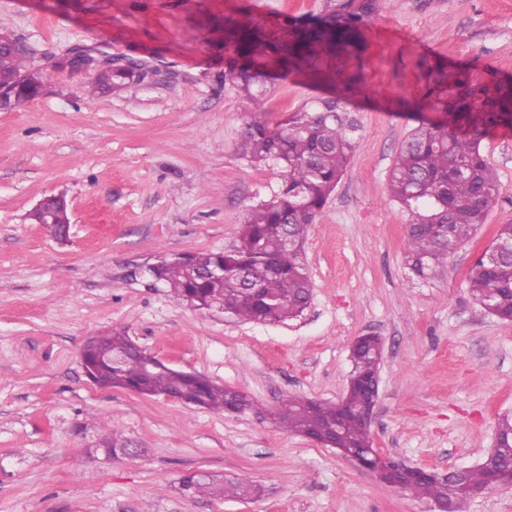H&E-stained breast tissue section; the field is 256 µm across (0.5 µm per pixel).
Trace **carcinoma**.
<instances>
[{
    "mask_svg": "<svg viewBox=\"0 0 512 512\" xmlns=\"http://www.w3.org/2000/svg\"><path fill=\"white\" fill-rule=\"evenodd\" d=\"M368 15L349 12L299 24L283 20L266 28L224 19V47L232 56L224 69L230 83L246 100L256 101L266 83L279 71L310 74L315 80L336 85L348 63L365 50L364 28ZM428 72L423 103L444 119L426 122L401 144L390 168L387 192L412 214L407 232L405 259L410 269L424 277L447 263L448 255L471 239L485 223L488 208L499 194V181L481 150L483 134L500 125H512V80L495 76L475 79L463 70L419 61ZM347 74V73H345ZM49 74L22 54L0 51V89L25 84L42 86ZM132 75L124 69L103 73L92 81V90L115 91ZM359 88L353 71L338 90L318 97L271 126L260 120L248 124L239 145L242 155L255 163L273 162L287 177L274 198L255 206L242 225L240 245L230 252H186L165 259L159 280L178 299L197 309L212 302L224 305V313L241 320L283 322L304 311L312 285L303 258L308 228L343 178L350 157L359 148L356 125L346 117V100ZM40 224L56 239L68 233V213ZM218 269L212 280L204 273ZM469 294L483 308L494 307L499 319L512 322V258L496 267L479 260L468 272ZM255 288H282V298L269 300ZM136 343L120 332L94 336L81 349V363L98 386L122 388L148 396L175 394L186 405L219 413L238 412L250 405L243 393L219 385L207 377L175 370L164 363L150 371L135 353ZM384 348L370 345L354 361L359 375L378 373ZM280 427L309 435L318 427L326 432L336 425L341 410L335 403H305L287 395L275 412ZM343 431L353 448L372 446L370 426L354 415L343 420ZM497 433L506 447L492 448L481 464L468 470L453 495L464 501L473 492L489 489L488 464L506 469L512 464V415L498 419ZM388 488L399 487L432 501L448 496V486L436 480L421 482L399 475L381 480ZM224 496L253 494L249 477L224 479Z\"/></svg>",
    "mask_w": 512,
    "mask_h": 512,
    "instance_id": "1",
    "label": "carcinoma"
}]
</instances>
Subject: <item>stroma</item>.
Segmentation results:
<instances>
[{
	"mask_svg": "<svg viewBox=\"0 0 512 512\" xmlns=\"http://www.w3.org/2000/svg\"><path fill=\"white\" fill-rule=\"evenodd\" d=\"M364 0H0V33L52 74L45 92L0 112V512H429L338 450L281 430L287 395L343 398L360 335L382 337L372 445L440 472L475 466L512 415V323L477 306L467 284L498 224L512 219V126L481 149L500 193L477 234L435 274L403 252L410 213L386 193L409 134L440 115L414 108L426 56L473 77L512 79V0H376L348 108L360 146L304 242L312 282L301 317L239 322L176 299L149 273L159 258L227 252L281 166L238 145L251 120L281 121L331 86L305 74L257 101L224 83V19L302 22ZM80 46L143 75L89 93L60 68ZM69 201L59 243L29 211ZM118 331L165 364L237 389L254 410L191 408L90 382L80 350ZM136 456L107 455V424ZM247 473L245 499L192 498L180 478Z\"/></svg>",
	"mask_w": 512,
	"mask_h": 512,
	"instance_id": "35a3bbf8",
	"label": "stroma"
}]
</instances>
